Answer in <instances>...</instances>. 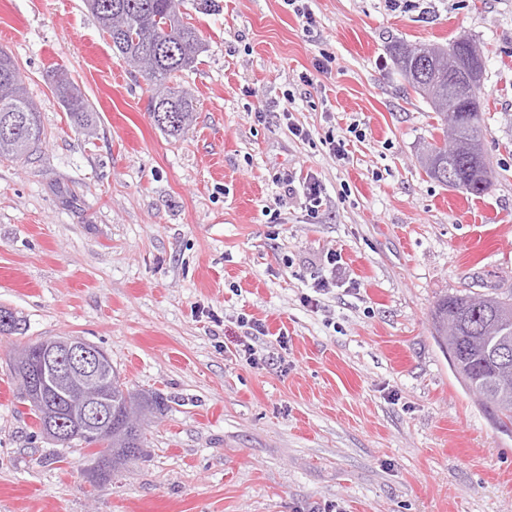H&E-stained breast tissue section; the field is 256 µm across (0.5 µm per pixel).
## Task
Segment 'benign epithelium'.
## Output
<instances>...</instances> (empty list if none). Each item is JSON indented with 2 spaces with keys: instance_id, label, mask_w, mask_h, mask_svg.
<instances>
[{
  "instance_id": "obj_1",
  "label": "benign epithelium",
  "mask_w": 512,
  "mask_h": 512,
  "mask_svg": "<svg viewBox=\"0 0 512 512\" xmlns=\"http://www.w3.org/2000/svg\"><path fill=\"white\" fill-rule=\"evenodd\" d=\"M484 75V59L460 57L457 72L448 75V114L462 111L465 89L482 84ZM16 379L24 397L44 411L46 439L64 446L76 429L112 461V405L103 391L112 361L104 350L81 338H49L29 364L16 369Z\"/></svg>"
}]
</instances>
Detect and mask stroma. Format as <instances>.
<instances>
[{
    "label": "stroma",
    "mask_w": 512,
    "mask_h": 512,
    "mask_svg": "<svg viewBox=\"0 0 512 512\" xmlns=\"http://www.w3.org/2000/svg\"><path fill=\"white\" fill-rule=\"evenodd\" d=\"M308 5L309 27L287 0H182L204 49L178 77L196 112L174 138L84 0H0V49L47 131L0 161V306L21 321L0 335V512H512V431L431 329L444 295L512 290V0ZM461 34L487 48L494 176L478 196L426 174L441 119L390 59L395 39ZM58 69L94 136L54 95ZM284 172L321 181L317 213ZM243 317L265 329L251 363ZM53 336L164 399L148 455L106 480L88 450L44 438L12 376L16 346ZM52 88L69 114L73 126L82 132L91 133L95 127V112L79 86L64 71L52 76Z\"/></svg>",
    "instance_id": "35a3bbf8"
}]
</instances>
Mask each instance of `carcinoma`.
Instances as JSON below:
<instances>
[{"mask_svg":"<svg viewBox=\"0 0 512 512\" xmlns=\"http://www.w3.org/2000/svg\"><path fill=\"white\" fill-rule=\"evenodd\" d=\"M87 7L100 29L112 42L119 57L130 67L140 69L143 56L154 55V64L144 77L151 95L147 109L155 124L167 135L176 137L193 122V98L180 87L169 85L176 73L193 66L202 51L197 29L179 9L178 0H86ZM404 41L392 45L394 67L413 89L420 82L418 74L403 62ZM52 88L69 114L73 126L90 133L95 127L92 106L79 86L64 71L52 76ZM481 86L470 89L469 101L478 103L476 115H459L445 119L441 128L443 139H451L456 150L449 159L427 174L448 185V178L456 180L455 188L471 195H480L489 189L493 171L486 154H470L468 146L482 145L481 123L483 105ZM45 138L40 112L29 96L15 59L0 50V158L27 159ZM482 300L477 306L466 304L464 295L448 294L437 300L431 313L432 335L448 356L450 367L464 386L474 392L480 385L508 382L509 390H493L479 395L483 408L493 423L501 427L512 424V354L493 357L490 349L502 342L503 336L512 337V327L500 326L501 313L512 304V292L507 295L475 294ZM458 322V332L448 338L442 322L448 315ZM112 408L117 410L134 405L137 393L124 388L118 373H113L110 393ZM131 454L123 449L112 452V469H117L146 455L147 438L143 429L130 436Z\"/></svg>","mask_w":512,"mask_h":512,"instance_id":"carcinoma-1","label":"carcinoma"}]
</instances>
